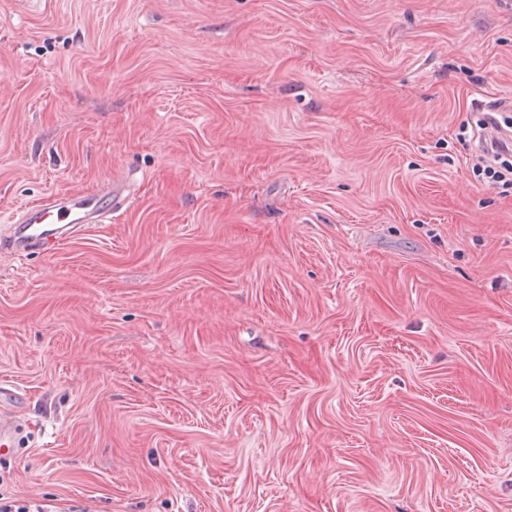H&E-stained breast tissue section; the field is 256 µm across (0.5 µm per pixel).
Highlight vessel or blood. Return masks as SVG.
<instances>
[{
	"label": "vessel or blood",
	"mask_w": 512,
	"mask_h": 512,
	"mask_svg": "<svg viewBox=\"0 0 512 512\" xmlns=\"http://www.w3.org/2000/svg\"><path fill=\"white\" fill-rule=\"evenodd\" d=\"M126 191L125 181L113 179L90 192L63 194L22 207L12 226V250L20 256L34 246L46 251L56 250L80 225L92 223L94 218L123 207Z\"/></svg>",
	"instance_id": "vessel-or-blood-1"
}]
</instances>
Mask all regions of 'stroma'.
<instances>
[{"label":"stroma","mask_w":512,"mask_h":512,"mask_svg":"<svg viewBox=\"0 0 512 512\" xmlns=\"http://www.w3.org/2000/svg\"><path fill=\"white\" fill-rule=\"evenodd\" d=\"M512 0H0V496L512 512ZM483 107L484 106L482 103L476 104L477 112H482V117L478 120V125L480 126V128L485 127L488 123H492L497 127H506L507 129H510V132L505 131L504 129L499 130L491 126H487L484 129L482 140L480 142L481 145H483L486 140L490 141L497 139H510L512 118L504 117L502 112H483ZM511 140L493 144L489 148H481L476 155L478 166H483V171L491 174L489 176L501 183L502 186L512 185V163H511ZM127 184L111 179L99 188L50 197L42 204L21 208L16 224L12 225L11 248L19 256L32 246L53 251L70 239L80 224L114 213L125 205Z\"/></svg>","instance_id":"1"}]
</instances>
